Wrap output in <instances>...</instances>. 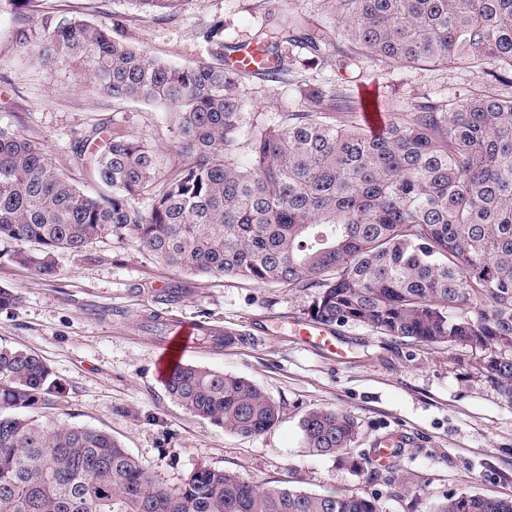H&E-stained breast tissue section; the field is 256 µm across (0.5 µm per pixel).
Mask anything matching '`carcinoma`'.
Instances as JSON below:
<instances>
[{"instance_id":"obj_1","label":"carcinoma","mask_w":512,"mask_h":512,"mask_svg":"<svg viewBox=\"0 0 512 512\" xmlns=\"http://www.w3.org/2000/svg\"><path fill=\"white\" fill-rule=\"evenodd\" d=\"M184 0H127L144 15ZM355 43L350 59L394 69L494 58L512 74V0H336ZM32 56L73 65L82 87L112 101L165 107L178 162L161 167L146 141L105 125L74 143L81 190L38 144L0 128V241L25 243L16 263L52 278L58 250L107 234L195 275L280 284L305 294L308 316L364 324L414 344L480 354L488 382L512 402V96L494 85L458 103L413 104L373 136L338 88H299L300 108L257 126L219 30L209 59L175 65L148 56L117 26L55 11L38 16ZM283 82L308 64L337 66L335 34L290 15L251 41ZM147 197L143 212L135 201ZM167 393L195 416L244 437L276 425L281 406L250 381L178 363ZM45 360L0 348V512H381L352 491L257 488L199 467L161 486L109 433L50 424L35 410L61 395ZM305 447L346 458L357 435L347 413L315 409ZM433 512H512V499L461 491Z\"/></svg>"}]
</instances>
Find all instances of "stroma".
<instances>
[{
	"instance_id": "35a3bbf8",
	"label": "stroma",
	"mask_w": 512,
	"mask_h": 512,
	"mask_svg": "<svg viewBox=\"0 0 512 512\" xmlns=\"http://www.w3.org/2000/svg\"><path fill=\"white\" fill-rule=\"evenodd\" d=\"M277 5L335 32L341 48H350L335 0ZM269 7L268 0H185L177 13L150 18L124 0H28L0 14V127L22 131L64 170L74 142L97 124L147 140L160 162L171 164L176 134L164 107L112 102L80 88L75 68L32 63L16 41L17 17L34 25L42 8L107 26L118 22L131 44L185 64L208 57L203 33L211 25L222 24L225 44H244ZM498 69L487 59L476 67L405 71L364 56L335 70L296 66L285 84L256 76L240 90L246 111L263 122L298 110L301 84L340 88L389 117L426 98L465 100ZM14 248L0 243V287L17 296L0 307V346L37 353L64 385L46 411L52 421L110 432L161 486L178 487L203 465L260 488L352 490L377 498L382 512H432L460 491L512 497V403L485 381L471 354L392 339L352 322L333 328L343 356L309 349L293 334L307 318L306 295L170 269L127 239L106 235L79 252L56 251L51 279L12 262ZM156 315L232 333L230 344L198 337L185 362L254 383L281 405V421L242 437L175 402L155 373L162 353ZM317 408L354 418L351 454L360 470L305 447L300 423ZM394 434L402 438L395 458L375 465L377 441ZM404 475L410 486H402Z\"/></svg>"
}]
</instances>
